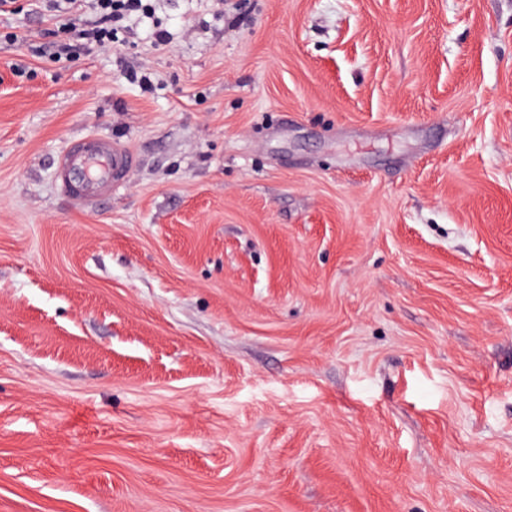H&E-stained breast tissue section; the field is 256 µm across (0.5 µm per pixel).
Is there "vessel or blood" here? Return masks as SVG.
Segmentation results:
<instances>
[{"label":"vessel or blood","mask_w":512,"mask_h":512,"mask_svg":"<svg viewBox=\"0 0 512 512\" xmlns=\"http://www.w3.org/2000/svg\"><path fill=\"white\" fill-rule=\"evenodd\" d=\"M134 157L123 145L108 139L82 137L71 141L60 156L56 182L60 192L81 203H90L122 187Z\"/></svg>","instance_id":"obj_1"}]
</instances>
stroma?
I'll return each instance as SVG.
<instances>
[{
  "instance_id": "35a3bbf8",
  "label": "stroma",
  "mask_w": 512,
  "mask_h": 512,
  "mask_svg": "<svg viewBox=\"0 0 512 512\" xmlns=\"http://www.w3.org/2000/svg\"><path fill=\"white\" fill-rule=\"evenodd\" d=\"M54 26L0 12V512H512V0ZM134 157L123 145L97 137L74 139L56 168L59 191L81 203H90L122 187Z\"/></svg>"
}]
</instances>
